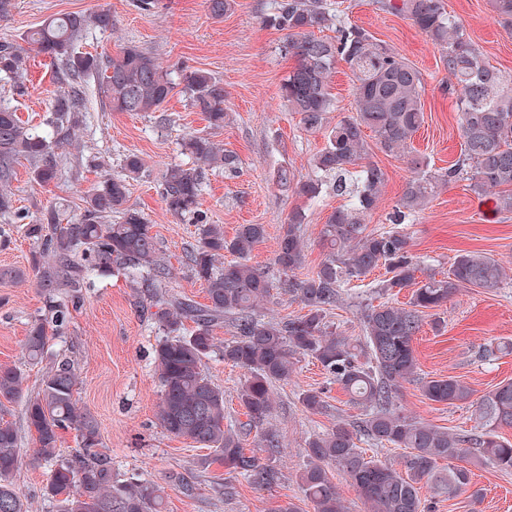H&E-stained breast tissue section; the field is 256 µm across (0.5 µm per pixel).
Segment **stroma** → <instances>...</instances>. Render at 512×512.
<instances>
[{"label":"stroma","instance_id":"obj_1","mask_svg":"<svg viewBox=\"0 0 512 512\" xmlns=\"http://www.w3.org/2000/svg\"><path fill=\"white\" fill-rule=\"evenodd\" d=\"M274 0H234L223 18H213L206 0H155L151 10L138 8L137 0H13L7 18L0 19V42L22 43L24 35L53 15L101 9L110 10L112 28L90 30L78 44L79 51L116 55L122 45L135 42L163 65H185L210 72L224 84L227 117L222 128H209L203 113L192 108L188 97L174 91L164 110L167 124H158L150 113L114 112L105 107L96 87L86 90V109L79 115L69 143L55 151L57 177L42 184L33 176L32 163L24 158L13 165L10 187L16 205L28 218L56 208L63 219L79 218L88 193L121 170L127 154H138L145 163L142 178L128 186L127 204L143 211L156 237L160 255L171 270L164 297H187L205 303L206 292L186 261L198 229L174 218L166 209L161 182L167 167L191 160L184 143L189 136L205 134L239 158V172L228 176L208 172L201 195L208 220L233 236L238 225L262 224L266 239L254 250L253 265L274 271L277 239L296 207H304L303 226L306 268L314 270L326 250L321 231L340 198L321 194L315 205L286 192L277 182L279 169L305 176L309 162L325 145L320 133L302 130L295 114L287 112L279 87L292 65L282 55V32L262 23ZM447 11L458 16L484 61L512 76V31L505 30L493 14L489 0H444ZM346 19L370 31L404 55L423 73L424 123L412 140V151L431 171L451 166L461 153L454 97L443 84L448 74L441 52L410 20L377 10L371 0H345ZM24 95L13 91L14 81L0 75V99L16 109L30 127L44 130L51 108L62 91L49 58L29 53ZM367 162L385 173V183L375 207L365 217L368 231L387 228L388 215L402 196L411 173L405 159L370 147ZM411 250L425 271L448 273L456 256L481 251L512 267V212L495 208L492 196H480L468 181L458 180L438 191L416 220L405 227ZM39 246L25 235L24 224L0 216V270L22 271V279L0 277V364L19 367L26 375L28 392H36L44 364L31 361L24 341L31 321L46 315V302L32 271ZM375 270L368 285L348 289L327 313L329 325L342 335L363 336L369 307L383 302L403 306L410 289L385 295L373 287L382 280ZM151 291L133 287L120 275L95 277L91 286L77 292L70 306L68 327L49 341L48 356L73 364L79 406L91 411L100 424L105 447L120 479L165 487L166 512H278L292 506L295 512H313L300 487L299 474L306 462L308 439L333 429L338 422L361 421L363 411L333 382L315 360L299 358L290 381L274 387L275 410L270 426L279 439V451L269 464L279 471L276 486L259 489L246 479L226 473L221 464L200 471L196 462L205 454L197 444L169 436L157 420L160 386L154 364L159 339ZM445 327L434 331L423 320L413 346L419 372L429 376H454L482 396L503 381L512 380V352L502 345L512 342V281L488 292L461 289L448 303ZM211 379L224 389L225 424L240 426L248 417L238 400L245 379L238 367L211 353L204 363ZM320 391L323 410L310 413L300 401L303 391ZM407 414L437 427L471 430L476 427L470 405H443L427 400L418 382L404 383L395 399ZM6 417L18 431L22 460L16 485L31 505V512H59L58 501L44 497L52 463L38 459L23 402L9 404ZM195 487L182 492V483ZM231 484L232 495L219 491ZM474 487L482 498L471 503L468 495L448 501L434 492L425 497L431 512H512V471L476 467Z\"/></svg>","mask_w":512,"mask_h":512}]
</instances>
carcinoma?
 Here are the masks:
<instances>
[{
	"label": "carcinoma",
	"mask_w": 512,
	"mask_h": 512,
	"mask_svg": "<svg viewBox=\"0 0 512 512\" xmlns=\"http://www.w3.org/2000/svg\"><path fill=\"white\" fill-rule=\"evenodd\" d=\"M373 4L382 12L406 17L440 48L448 71L445 91L455 97L458 108L461 156L448 169L432 173L423 158L411 154L410 141L424 123L426 91L424 76L413 63L367 29L344 21L342 11L331 8L327 0H275L263 23L284 33L282 52L294 58L279 97L288 111L299 116L304 130L327 129L326 145L310 163L311 175L299 177L284 168L277 181L310 202L324 190L346 198L323 225L327 253L310 274L296 277L305 260L303 210L288 215L278 239L275 264L283 276L281 286L307 308L305 314L284 322L258 318L259 304L273 289L267 274L251 264L253 251L266 237L265 225L241 224L228 238L224 227L208 223L201 209L205 170L234 173L235 155L206 135H192L184 143L192 163L175 164L164 176L167 211L199 226L197 244L187 260L206 289L208 304L177 299L154 313L163 333L154 352L161 388L160 426L174 437L212 450L213 456L201 459L200 467L219 462L252 485L269 488L279 480L278 471L246 453L240 435L224 426V390L203 370L204 359L215 348L212 327L231 320L235 337L224 344L221 354L225 362L245 372L238 400L250 424L261 428L260 442L271 452L278 448V440L263 425L274 410V384L291 379L295 356L314 359L362 408L364 418L352 425L339 422L309 440L300 484L313 512H344L329 471L332 464L356 486L367 512H426L425 488L451 501L472 486L474 466L512 471V442L500 434L512 428V381L499 383L473 401V390L453 376H419L413 346L425 313L446 311L448 301L467 286L497 290L508 278L506 268L480 252L466 251L457 256L447 275L427 274L420 280L416 277L420 261L410 250L409 236L398 230L414 221L438 189L463 176L475 193L494 195L496 209L512 212V77L481 58L443 0H373ZM490 4L498 21L511 28L512 0H490ZM89 29H112V13L102 9L62 14L24 36L32 50L50 59L67 91L55 101L50 130L41 133L26 127L14 109L0 106V180H8L20 157L35 162L37 182L56 179L54 148L71 139L78 113L86 108L85 84L91 79L105 104L118 112H160L181 84L209 127H224L221 80L200 69L165 68L133 42L113 57L80 52L76 42ZM326 29L336 31V37L320 36ZM339 61L353 77L356 108L331 126L328 114L336 111V105L330 79ZM25 70L23 50L1 42L0 73L19 80ZM368 130L378 149L406 157L411 171L389 214L394 228L379 233L366 231L364 222L385 182L379 167L362 163L368 153ZM122 170L87 196L78 220L65 223L58 211L48 209L27 224V236L40 242L34 272L49 301L48 316L34 319L28 328L24 349L32 361L43 360L49 339L69 322V305L59 297L61 290L74 293L91 277L115 272L148 289L160 287L170 276L147 219L126 206L129 181L144 173L142 158L126 155ZM114 213L119 217L116 222ZM227 254L233 259L226 262ZM380 267L389 277L376 287L389 293L412 289L409 306L382 303L371 308L360 341L330 329L326 313L341 298L342 288L353 280H365ZM185 319L195 324L187 335L181 334ZM407 381L418 382L431 402L471 403L480 431L452 432L394 408V397ZM76 385L77 375L68 361L51 362L34 393L25 391L19 369L0 364V411L7 403L24 401L36 454L56 461L45 495L59 501L62 512H163L164 487L115 478L96 417L77 407ZM301 403L309 412L322 410V392L301 393ZM67 429L79 432L81 448L60 459L59 434ZM360 436L406 453L397 466L368 457L356 444ZM19 463L18 432L0 415V512H29L14 482Z\"/></svg>",
	"instance_id": "carcinoma-1"
}]
</instances>
